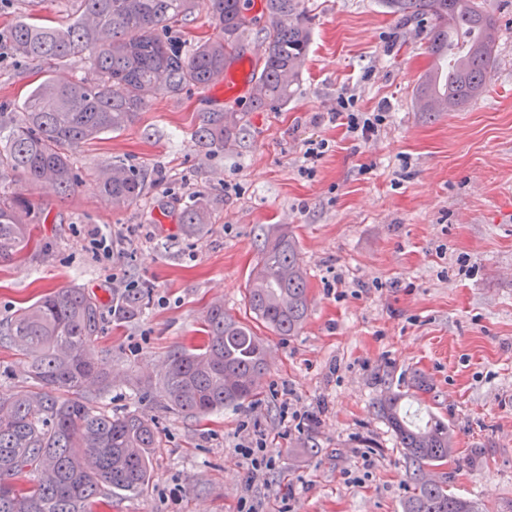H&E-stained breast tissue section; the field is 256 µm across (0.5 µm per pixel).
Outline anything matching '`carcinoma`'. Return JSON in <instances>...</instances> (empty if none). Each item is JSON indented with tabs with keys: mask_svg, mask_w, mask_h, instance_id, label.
Instances as JSON below:
<instances>
[{
	"mask_svg": "<svg viewBox=\"0 0 512 512\" xmlns=\"http://www.w3.org/2000/svg\"><path fill=\"white\" fill-rule=\"evenodd\" d=\"M401 19L433 21L429 52L435 63L420 78L414 98L421 112H449L486 92L495 63V18L478 0H381ZM219 33L186 44L172 27L188 19L198 0H72L69 22L51 26L34 13L8 30L15 56L64 64L79 57L91 76L61 82L46 78L25 99L22 111L0 112V264L31 243L45 214L28 195L11 189L19 181L50 184L69 196L78 186L71 152L105 133L119 132L146 107L141 92L152 87L170 97L205 87L260 40L259 67L251 77L253 107H283L302 80L312 37L304 0H264V24L254 29L249 0H204ZM130 30L138 36L129 39ZM241 119L205 112L194 132L198 146L230 151L241 140ZM100 194L114 207L142 196L141 170L122 161L97 176ZM203 198L180 215L184 231L200 233L211 223ZM151 289L130 288L112 299L118 326L140 319ZM245 304L256 320L294 336L309 315L307 272L294 237L273 225L262 229L260 257L248 274ZM101 305L83 288H57L0 321V343L26 356L23 373L33 388L0 389V512H93L103 491L138 495L152 479L154 423L136 411L114 413L93 405L86 394L110 388L95 355L102 330ZM267 368V351L253 328L215 303L206 311L205 339L172 350L158 374L165 407L189 416L241 406L252 398ZM405 394L377 401V413L399 439L409 460L413 493L404 512H476L472 501L426 478L454 452L444 420L418 424L402 406ZM25 474L30 486L19 487Z\"/></svg>",
	"mask_w": 512,
	"mask_h": 512,
	"instance_id": "cac0c4a2",
	"label": "carcinoma"
}]
</instances>
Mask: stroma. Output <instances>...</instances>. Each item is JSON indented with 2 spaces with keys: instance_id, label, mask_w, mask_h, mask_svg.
Listing matches in <instances>:
<instances>
[{
  "instance_id": "1",
  "label": "stroma",
  "mask_w": 512,
  "mask_h": 512,
  "mask_svg": "<svg viewBox=\"0 0 512 512\" xmlns=\"http://www.w3.org/2000/svg\"><path fill=\"white\" fill-rule=\"evenodd\" d=\"M481 2L499 29L495 65L484 95L458 110L415 105L432 64L429 20H398L380 0H305L312 43L286 106L253 109L245 91L225 100L220 78L174 98L148 90L133 124L73 151L74 193L31 188L50 216L37 230L41 251L0 265V320L64 286L106 304L133 281L153 292L140 320L105 321L112 389L96 400L153 420V477L141 495L106 496L98 512H239L244 502L255 512H402L409 466L375 403L416 377L429 389L415 403L455 439L434 480L480 512H512V0ZM29 9L0 0V109L11 112L45 77L88 74L80 60L51 68L9 53L4 36ZM342 95L357 112L388 104L376 136L358 142L328 121ZM224 110L244 116L245 134L234 151L206 152L192 137L199 117ZM310 137L329 148L306 178L298 168ZM116 161L147 175L142 197L120 209L96 186ZM228 183L235 194L225 195ZM194 195L213 211L201 235L180 224ZM271 224L293 233L307 269L304 327L259 329L270 359L252 401L201 419L166 409L149 381L170 350L201 343L208 307L223 302L251 322L246 281ZM124 226L132 243L99 265L84 233ZM285 409L319 421L285 429ZM250 439L279 451L257 474L237 449Z\"/></svg>"
}]
</instances>
